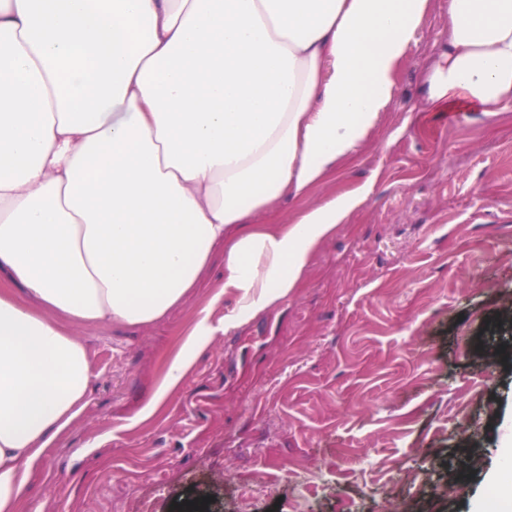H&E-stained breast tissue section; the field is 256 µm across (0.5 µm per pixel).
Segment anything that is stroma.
<instances>
[{
    "label": "stroma",
    "mask_w": 512,
    "mask_h": 512,
    "mask_svg": "<svg viewBox=\"0 0 512 512\" xmlns=\"http://www.w3.org/2000/svg\"><path fill=\"white\" fill-rule=\"evenodd\" d=\"M409 49L382 125L277 219L363 202L279 306L218 335L149 419L144 401L211 292L148 326L74 327L93 382L30 476L18 512H472L493 500L512 425V112H431L424 69L447 0ZM480 467H472V458Z\"/></svg>",
    "instance_id": "stroma-1"
}]
</instances>
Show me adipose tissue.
I'll return each instance as SVG.
<instances>
[{"mask_svg": "<svg viewBox=\"0 0 512 512\" xmlns=\"http://www.w3.org/2000/svg\"><path fill=\"white\" fill-rule=\"evenodd\" d=\"M428 0H0V512H16L92 370L69 324L202 307L141 409L218 334L272 310L360 198L259 224L354 157L393 99ZM435 112H512V0H448ZM234 303L214 325L210 307Z\"/></svg>", "mask_w": 512, "mask_h": 512, "instance_id": "1", "label": "adipose tissue"}]
</instances>
